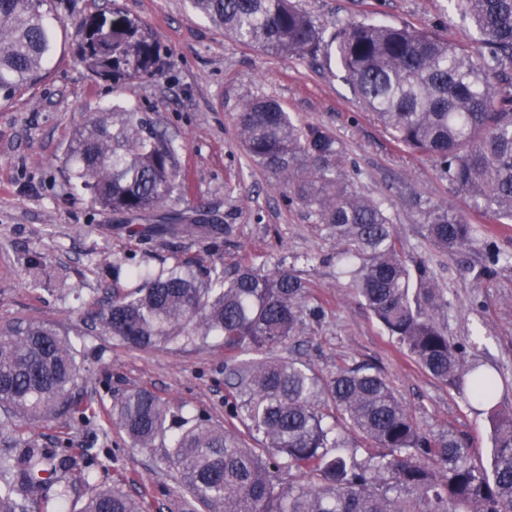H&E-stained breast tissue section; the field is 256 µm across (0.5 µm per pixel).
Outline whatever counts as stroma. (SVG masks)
Masks as SVG:
<instances>
[{
	"label": "stroma",
	"instance_id": "stroma-1",
	"mask_svg": "<svg viewBox=\"0 0 512 512\" xmlns=\"http://www.w3.org/2000/svg\"><path fill=\"white\" fill-rule=\"evenodd\" d=\"M119 4L153 29L158 71L119 82L93 75L82 63L79 28L91 15ZM326 32L348 22L377 21L435 33L479 53L470 23L451 0H293ZM41 12L54 48L35 82L0 98V325L31 320L71 331L112 300L113 286L136 283L127 269L159 270L184 263L234 271L243 257L274 269L294 268L310 287L306 303L319 316L304 324L278 356L328 376L360 363L386 379L421 430L467 439L475 459L487 461L489 408L466 401L432 378L383 331L340 275L336 242L313 210L289 194L244 152L236 117L243 103L270 97L300 126L337 139L355 190L385 201L408 265L426 261L448 301L440 319L450 342L472 345L499 379L497 400L512 408V266L480 275L479 246L450 256L425 237V210L451 203L468 211L479 236L512 249V224L469 212L433 158L393 141L366 111L337 61L280 57L250 48L200 15L190 0H45ZM115 104L137 108L179 146L187 181L159 208L162 216L198 212L205 233L165 238L129 235V216L106 212L68 182L64 154L73 130L92 111ZM42 263L33 284L29 258ZM82 364L76 399L111 406L130 389L152 391L170 407L223 425L229 399L226 355L216 339L130 350L108 336H78ZM39 448L95 449L100 463L84 494L122 482L147 512H181L183 490L167 462L168 442L131 447L120 429L51 417L21 421L0 432V454L22 442Z\"/></svg>",
	"mask_w": 512,
	"mask_h": 512
}]
</instances>
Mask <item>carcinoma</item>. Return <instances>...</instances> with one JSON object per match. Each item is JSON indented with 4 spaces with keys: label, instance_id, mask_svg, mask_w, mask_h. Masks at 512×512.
Returning <instances> with one entry per match:
<instances>
[{
    "label": "carcinoma",
    "instance_id": "obj_1",
    "mask_svg": "<svg viewBox=\"0 0 512 512\" xmlns=\"http://www.w3.org/2000/svg\"><path fill=\"white\" fill-rule=\"evenodd\" d=\"M245 46L288 57L332 53L364 108L400 146L431 155L469 208L512 222V0H454L479 36L478 56L435 34L377 22L338 27L330 37L291 0H192ZM42 0H0V94L12 97L49 60L53 34ZM81 59L105 79L136 78L158 62L150 27L114 8L80 28ZM251 158L284 180L343 246L342 273L391 338L425 372L490 406L489 467L459 436L420 430L379 372L357 364L322 377L271 352L305 316L308 289L295 269L239 264L195 272L134 268L140 286L83 322L79 336H110L129 349L211 337L224 345L234 392L231 422L214 426L174 414L144 389L125 392L106 410L71 397L77 349L40 323L0 327V429L49 412L116 425L134 448L172 438L169 465L192 501L207 512H512V410L495 402L497 377L469 363L435 314L445 306L433 270L403 260L381 202L360 196L343 168L340 143L296 125L276 102L255 99L237 115ZM179 147L132 107L94 112L72 134L66 166L92 204L143 214L186 180ZM427 237L453 254L471 246L475 227L450 204L424 214ZM193 219L157 224L158 234L193 233ZM481 275L512 266V251L482 242ZM373 448L361 462L339 428ZM258 447L251 448L247 440ZM66 459L27 445L0 455V512H42L49 499L67 510L73 486L61 482ZM298 473L302 480L285 482ZM81 512H141L110 487L95 490Z\"/></svg>",
    "mask_w": 512,
    "mask_h": 512
}]
</instances>
